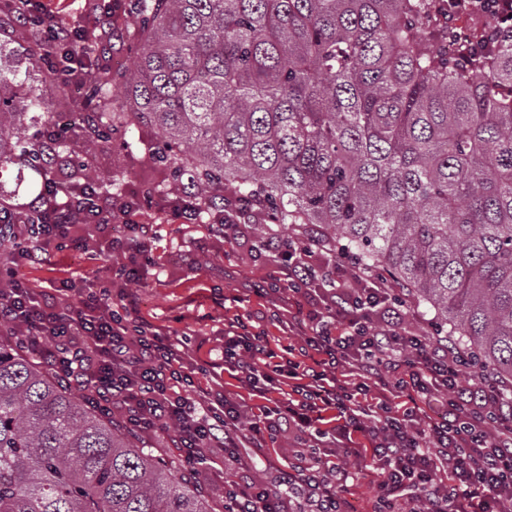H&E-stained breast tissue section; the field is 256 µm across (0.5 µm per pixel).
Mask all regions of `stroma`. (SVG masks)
Segmentation results:
<instances>
[{"label": "stroma", "instance_id": "1", "mask_svg": "<svg viewBox=\"0 0 512 512\" xmlns=\"http://www.w3.org/2000/svg\"><path fill=\"white\" fill-rule=\"evenodd\" d=\"M106 2L112 40L101 51L100 62L115 71L131 70L135 66L131 0ZM157 141L153 128L135 126L92 157L98 183L115 187L121 197H141L134 221L152 226L155 232L152 261L142 264L139 283L119 278L117 271L127 256L106 248L108 241L123 237V219L117 215L108 226L76 228L71 241L52 250L50 263L28 265L24 275L39 292L71 280L87 288L109 289L116 310L122 307L124 293H134L136 317L164 335L182 339L186 363L203 366L197 376L202 387L238 395L244 408H251L246 391L224 370V333L230 323L240 322L267 336L274 346L295 343L300 334L297 306L286 293L271 291L262 297L254 293L255 285L274 271L272 258L253 253L273 220L267 214L255 216L236 242L209 233L208 224L187 222L169 206L166 175L153 159Z\"/></svg>", "mask_w": 512, "mask_h": 512}]
</instances>
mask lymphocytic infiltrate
<instances>
[{"label": "lymphocytic infiltrate", "mask_w": 512, "mask_h": 512, "mask_svg": "<svg viewBox=\"0 0 512 512\" xmlns=\"http://www.w3.org/2000/svg\"><path fill=\"white\" fill-rule=\"evenodd\" d=\"M114 207L128 218L139 202L113 206L92 183L62 187L49 178L0 229L20 243L18 267L45 263L52 243L78 225L106 223ZM317 247L314 239L302 245L277 234L261 246L279 264L273 290L324 293L325 307L309 314L299 348L279 358L264 336L224 338L225 366L265 402L257 418L245 417L221 391L182 396L195 370L178 341L120 315L106 290L79 289L75 305H42L17 268L0 289V326L61 378L92 383L101 407L119 408L130 429L171 433L197 479L210 478L211 449L236 461L239 474L224 486L225 512H345L349 475L322 457L329 437L359 448L363 468L378 475L374 512H512V414L499 384L480 376L461 386L464 354L409 331L379 275L315 261ZM345 366L353 373L347 381L337 376ZM285 431L297 444L276 485L256 483L251 458L240 454L242 434L261 451Z\"/></svg>", "instance_id": "f902f5d3"}]
</instances>
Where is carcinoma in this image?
<instances>
[{
    "label": "carcinoma",
    "mask_w": 512,
    "mask_h": 512,
    "mask_svg": "<svg viewBox=\"0 0 512 512\" xmlns=\"http://www.w3.org/2000/svg\"><path fill=\"white\" fill-rule=\"evenodd\" d=\"M451 0H136L135 69L91 72L96 113L59 124L30 80L74 47L0 42V179L68 186L91 153H43L50 128L95 148L155 127L169 186L224 206V185L280 224H313L388 276L512 394V24L483 14L448 50ZM121 80L133 112L105 91ZM188 182H183V177ZM21 205L0 189L4 212ZM0 327V512H210L110 415L86 411Z\"/></svg>",
    "instance_id": "carcinoma-1"
}]
</instances>
